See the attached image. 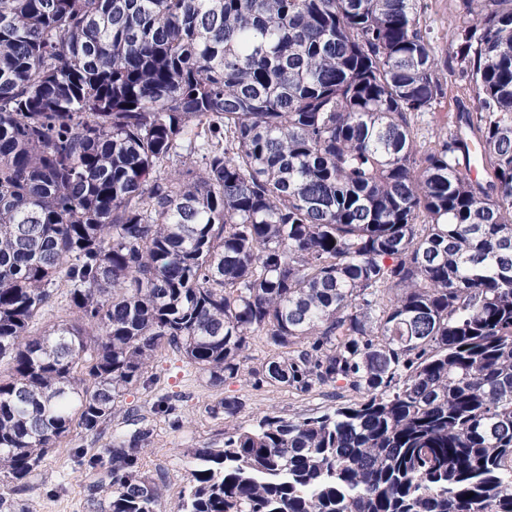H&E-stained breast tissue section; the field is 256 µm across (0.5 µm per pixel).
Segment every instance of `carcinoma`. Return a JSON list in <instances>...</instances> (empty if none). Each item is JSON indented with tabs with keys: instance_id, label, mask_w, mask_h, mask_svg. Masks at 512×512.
<instances>
[{
	"instance_id": "carcinoma-1",
	"label": "carcinoma",
	"mask_w": 512,
	"mask_h": 512,
	"mask_svg": "<svg viewBox=\"0 0 512 512\" xmlns=\"http://www.w3.org/2000/svg\"><path fill=\"white\" fill-rule=\"evenodd\" d=\"M0 0V508L168 346L358 395L191 450L176 512H512V0ZM63 319L36 327L53 308ZM75 453L156 512L153 429ZM423 22L426 25L440 60V76L447 87V96L432 112H426L415 120L419 141L434 140L435 133L443 126L454 128L460 112H471L474 108L475 93L471 88L461 86L452 73L450 57L451 32L463 19L461 0H424ZM448 66V67H447Z\"/></svg>"
}]
</instances>
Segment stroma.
Wrapping results in <instances>:
<instances>
[{"mask_svg":"<svg viewBox=\"0 0 512 512\" xmlns=\"http://www.w3.org/2000/svg\"><path fill=\"white\" fill-rule=\"evenodd\" d=\"M463 14L461 0H424L423 22L430 32L441 64V80L447 88L442 103L415 121L418 138L424 143L433 140L441 127L455 125L459 113L474 108L473 90L461 86L450 68L451 32ZM265 353L262 341L253 340L237 378L213 387L171 349L157 351L147 373L148 388L140 387L127 394L122 414L104 424L99 432L75 431L62 447L49 453L39 474L31 478L26 489L12 492L11 499L18 512H96L90 505L91 480L75 466L73 451L84 448L92 453L101 452L113 433L128 430L125 411L132 410L144 417L153 430L142 471L151 478L163 473V497L156 510L174 512L189 489L191 449L219 445L224 440L223 418L213 417L208 411L209 406L224 396L240 398L242 408L237 422L245 428L268 414L295 419L335 405L337 390L330 386L317 385L305 393H285L259 384L252 370ZM162 396L168 397L171 406L165 415L153 410L154 403Z\"/></svg>","mask_w":512,"mask_h":512,"instance_id":"stroma-1","label":"stroma"}]
</instances>
